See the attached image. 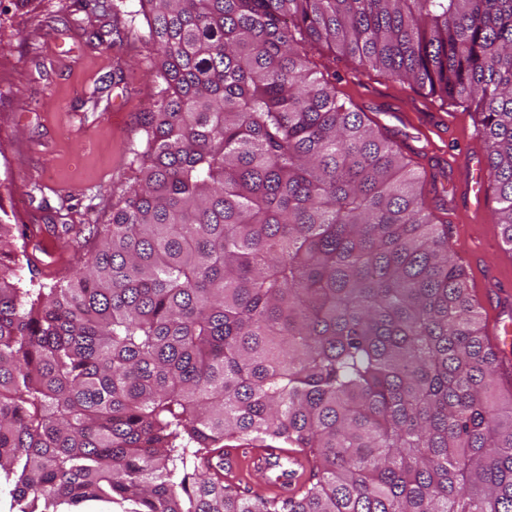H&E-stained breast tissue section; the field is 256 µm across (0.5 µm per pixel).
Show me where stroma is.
Returning <instances> with one entry per match:
<instances>
[{"label":"stroma","instance_id":"35a3bbf8","mask_svg":"<svg viewBox=\"0 0 512 512\" xmlns=\"http://www.w3.org/2000/svg\"><path fill=\"white\" fill-rule=\"evenodd\" d=\"M137 0H31L22 9L0 0V208L10 223L38 226L29 239L31 267L22 280L51 283L79 267L87 251L77 230L106 224L139 175L138 128L153 111L158 83L155 48ZM113 30L106 47L92 40ZM305 50L313 70L336 77L340 101L365 113L400 148L440 220H453V253L471 241L494 246L503 273H512L494 205L479 214L452 210L448 159L487 165L478 117L376 70H362L340 50L317 43ZM428 113L429 125L414 115Z\"/></svg>","mask_w":512,"mask_h":512}]
</instances>
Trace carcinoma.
<instances>
[{
	"label": "carcinoma",
	"mask_w": 512,
	"mask_h": 512,
	"mask_svg": "<svg viewBox=\"0 0 512 512\" xmlns=\"http://www.w3.org/2000/svg\"><path fill=\"white\" fill-rule=\"evenodd\" d=\"M158 99L90 257L22 288L0 220V475L19 512H512V391L448 230L318 42L470 102L512 246V0H138ZM292 448L288 498L205 462Z\"/></svg>",
	"instance_id": "cac0c4a2"
}]
</instances>
